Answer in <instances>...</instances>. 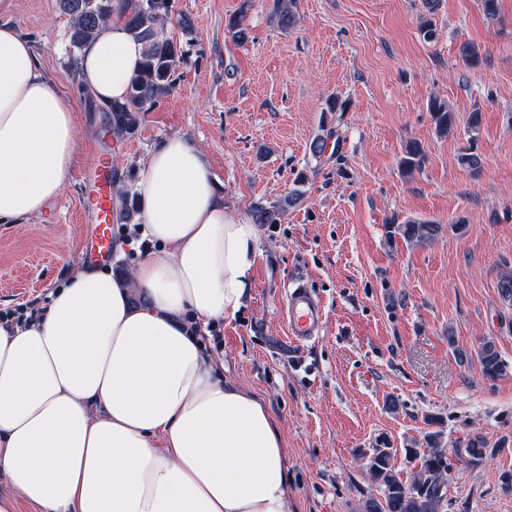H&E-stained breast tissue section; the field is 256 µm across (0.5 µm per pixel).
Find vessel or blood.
<instances>
[{
  "label": "vessel or blood",
  "instance_id": "obj_1",
  "mask_svg": "<svg viewBox=\"0 0 512 512\" xmlns=\"http://www.w3.org/2000/svg\"><path fill=\"white\" fill-rule=\"evenodd\" d=\"M88 168L95 176L96 189L89 204L96 214V224L83 259L89 264L106 263L112 259V169L97 153L93 154ZM286 317L289 338L295 345H304L317 337L323 319L322 304L303 282L295 280L288 286Z\"/></svg>",
  "mask_w": 512,
  "mask_h": 512
}]
</instances>
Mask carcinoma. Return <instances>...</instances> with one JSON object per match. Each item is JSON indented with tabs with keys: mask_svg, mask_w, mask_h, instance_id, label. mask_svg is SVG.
I'll list each match as a JSON object with an SVG mask.
<instances>
[{
	"mask_svg": "<svg viewBox=\"0 0 512 512\" xmlns=\"http://www.w3.org/2000/svg\"><path fill=\"white\" fill-rule=\"evenodd\" d=\"M253 0H242L237 15L227 23L228 33L237 42H245L249 31L244 18ZM60 7L70 19V41L74 49L79 50L92 38L100 26L119 12L127 28L145 44L142 66L132 78L125 102L110 105L112 112V133L118 136L134 130L138 114L145 112L162 97L170 94L174 88L173 75L180 62V48L167 35L166 24L170 19L171 0H60ZM293 0H275L274 15L283 29L296 22L292 10ZM462 62L471 68L482 63V54L477 45L464 43L459 47ZM432 120L437 131L449 134L455 125V115L448 106L437 98L429 104ZM462 167L476 174L482 167V158L478 153L477 139L470 140L468 148L458 157ZM424 162V152L420 145L412 142L406 146L400 159V166L407 175L420 169ZM300 196L292 195L287 199L268 207L255 209L253 217L257 224H278L286 210L297 203ZM394 229L402 238L412 244H423L434 240L441 225L428 221H411L396 224ZM501 300L512 305V269L500 272L497 283ZM479 359L483 376L494 381L506 373L507 364L502 360L494 342L485 341L479 349ZM433 430L425 436L427 450L405 449L408 458L418 462L413 476L405 481L398 476L392 463V452L388 448H375L367 459L368 475L380 489L381 496H370L362 512H445L443 485L445 483L450 459L442 448V431L438 421L428 420ZM487 452V441L481 435L468 437L464 445V455L458 459L477 466L483 462Z\"/></svg>",
	"mask_w": 512,
	"mask_h": 512,
	"instance_id": "cac0c4a2",
	"label": "carcinoma"
}]
</instances>
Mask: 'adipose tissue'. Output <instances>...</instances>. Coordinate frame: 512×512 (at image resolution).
Instances as JSON below:
<instances>
[{"mask_svg":"<svg viewBox=\"0 0 512 512\" xmlns=\"http://www.w3.org/2000/svg\"><path fill=\"white\" fill-rule=\"evenodd\" d=\"M13 7L0 0V224L55 199L77 147L73 102L7 22ZM144 52L112 16L77 83L122 103ZM137 192L156 252L123 277L75 266L31 320L0 321V512H293L279 423L199 339L244 307L257 228L179 134L141 163Z\"/></svg>","mask_w":512,"mask_h":512,"instance_id":"obj_1","label":"adipose tissue"}]
</instances>
